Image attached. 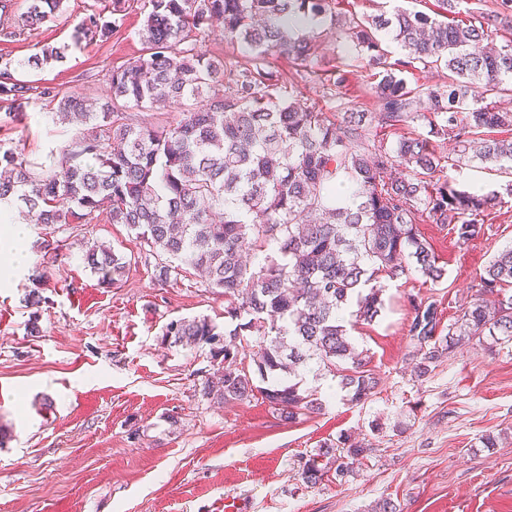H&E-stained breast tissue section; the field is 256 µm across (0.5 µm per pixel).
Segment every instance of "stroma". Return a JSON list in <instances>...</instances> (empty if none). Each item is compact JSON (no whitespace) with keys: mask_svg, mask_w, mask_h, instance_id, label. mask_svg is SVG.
<instances>
[{"mask_svg":"<svg viewBox=\"0 0 512 512\" xmlns=\"http://www.w3.org/2000/svg\"><path fill=\"white\" fill-rule=\"evenodd\" d=\"M109 7L63 0L39 27L0 31V58L15 78L50 85L58 98L102 95L110 69L140 55L148 13L136 7L110 38L73 45L87 15ZM319 41L314 76H298L277 54L265 65L296 84L301 104L327 115L375 111L366 61L341 29L326 27ZM63 45V63L28 68L42 48ZM340 69L347 82L339 90ZM56 107L33 98L20 120L0 126V152L45 164L59 158L78 129L56 122ZM418 229L446 274L385 280L382 316L354 330L379 380L375 394L353 405L332 377L309 378L325 408L289 423L258 393L223 405L202 398L209 348L164 342L174 319L224 323L223 294L194 271L160 281L156 258L103 213L88 224L28 225V267L0 266V512H224L228 494L244 498L247 512H371L385 498L403 512H512V347L473 340L416 376L407 302L434 301L443 324L454 323L491 258L512 246V197L466 244L428 220ZM87 241L130 258L121 281L100 284L82 261ZM36 286L37 305L28 297ZM488 434L495 447H484ZM341 437L367 447L361 465L346 478L305 484L304 460Z\"/></svg>","mask_w":512,"mask_h":512,"instance_id":"stroma-1","label":"stroma"}]
</instances>
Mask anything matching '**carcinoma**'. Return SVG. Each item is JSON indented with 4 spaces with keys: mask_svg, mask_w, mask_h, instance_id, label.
I'll return each mask as SVG.
<instances>
[{
    "mask_svg": "<svg viewBox=\"0 0 512 512\" xmlns=\"http://www.w3.org/2000/svg\"><path fill=\"white\" fill-rule=\"evenodd\" d=\"M63 0H30L27 11L0 9V28L21 33L49 20ZM139 32L143 52L110 70L109 90L56 99L57 116L82 126L60 165L36 170L7 150L0 155V203L24 207L33 224L90 223L106 211L158 258L159 278H178L188 267L203 283L224 292V333L207 318L172 321L164 341L207 345L222 357L221 374L205 378L201 394L213 402L243 400L259 391L285 422L323 410L305 374L339 379L347 401L370 398L378 380L368 351L349 328L371 324L383 310L380 279L410 271L439 281L417 221L449 226L459 243L485 234L497 194L464 190L448 178L450 167L474 160L512 172V112L469 101L480 82L485 97L512 92V0L471 8L472 0H437L441 18L403 7L340 18L336 0H148ZM113 18L92 13L75 36L108 38L131 0H111ZM247 53L229 72L203 49L201 33L213 21ZM340 24L364 55L376 112H343L335 120L278 90L276 75L260 66L272 54L313 74L316 31ZM403 53L393 58L380 34ZM65 50L47 46L32 64L61 63ZM448 71L440 86L408 84L404 74ZM33 87L17 80L10 62L0 69V95L15 121L30 104ZM206 98L203 107L197 100ZM184 107L169 124L136 118L128 109ZM428 121L427 136H402L394 144L369 128L395 130ZM452 140L453 160L436 142ZM83 261L102 282L121 280L130 261L111 247L85 246ZM512 248L502 251L479 278L478 298L444 328L435 303L408 298L414 317L416 373L424 376L464 341H512ZM252 338V365L237 361L235 342ZM260 380L266 386L260 387ZM366 448L340 440L309 456L302 479L311 486L329 472L343 478ZM326 462H320V459Z\"/></svg>",
    "mask_w": 512,
    "mask_h": 512,
    "instance_id": "obj_1",
    "label": "carcinoma"
}]
</instances>
